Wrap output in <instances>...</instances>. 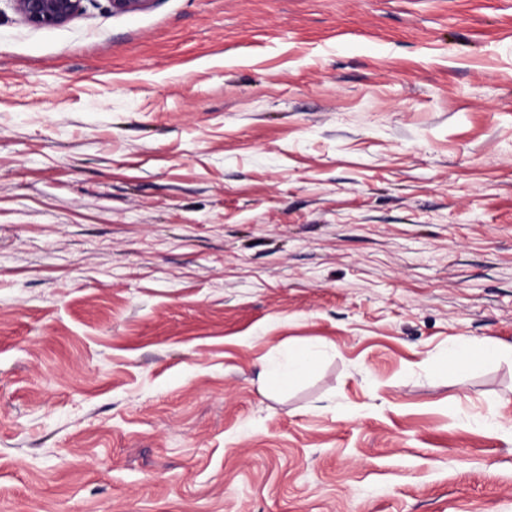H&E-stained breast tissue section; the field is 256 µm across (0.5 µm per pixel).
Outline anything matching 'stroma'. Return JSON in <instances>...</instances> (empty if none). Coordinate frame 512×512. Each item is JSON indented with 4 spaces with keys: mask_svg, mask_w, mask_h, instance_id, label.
<instances>
[{
    "mask_svg": "<svg viewBox=\"0 0 512 512\" xmlns=\"http://www.w3.org/2000/svg\"><path fill=\"white\" fill-rule=\"evenodd\" d=\"M0 512H512V0L1 11ZM27 25L50 29L61 27L84 11V2L93 0H7ZM479 355L468 339L459 338L454 341L446 353L447 365H459L474 361ZM316 353L310 347L288 351L281 361L269 362L264 368V381L272 390L297 382L314 367Z\"/></svg>",
    "mask_w": 512,
    "mask_h": 512,
    "instance_id": "1",
    "label": "stroma"
}]
</instances>
